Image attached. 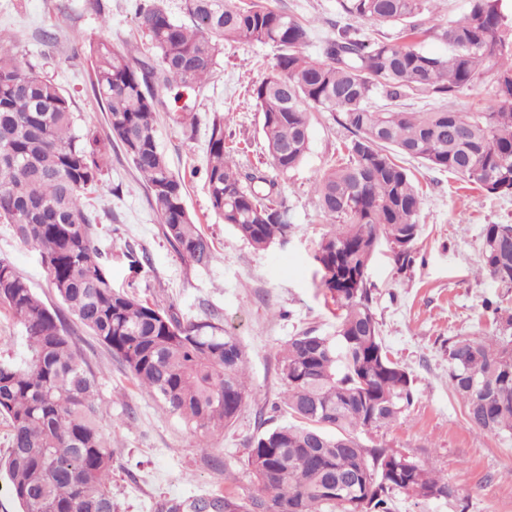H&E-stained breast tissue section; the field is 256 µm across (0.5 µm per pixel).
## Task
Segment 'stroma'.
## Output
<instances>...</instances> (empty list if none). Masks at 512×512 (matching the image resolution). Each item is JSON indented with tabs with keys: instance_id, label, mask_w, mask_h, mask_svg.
Instances as JSON below:
<instances>
[{
	"instance_id": "stroma-1",
	"label": "stroma",
	"mask_w": 512,
	"mask_h": 512,
	"mask_svg": "<svg viewBox=\"0 0 512 512\" xmlns=\"http://www.w3.org/2000/svg\"><path fill=\"white\" fill-rule=\"evenodd\" d=\"M141 0H0V47L23 57L36 72L71 96L78 127L106 134V114L95 98L90 45L133 43L144 60L152 51L137 28ZM271 6L309 21L310 55L346 25L338 0H269ZM269 45H221L211 80L200 90L175 95L161 84L157 137L184 183L185 204L213 241L217 258L206 268L182 258L164 238L139 173L114 149L102 182L86 202L97 217L100 261L113 287L157 304L181 320L215 323L237 336L247 351L250 394L232 426L200 440L180 418L138 389L121 362L67 316L79 358L94 373L102 429L112 446L114 512H158L172 499L212 491L240 497L257 492L247 466L252 439L288 421L284 411L280 350L290 336L313 328L332 333L314 253L326 220L316 206L315 182L349 133L335 114L314 113L310 151L303 163L279 176L293 229L286 242L258 251L239 239L210 203L206 152L212 123L224 122L227 145L245 168L270 170L262 148L261 116L251 90L274 64ZM401 163L419 182L422 234L413 264L399 270L380 244L368 271L374 311L393 359L414 379V400L387 428L363 434L419 464L432 465L455 495L441 501L397 496L396 512H512V440L471 427L448 385V339H490L495 333L485 300L512 307V289L478 274L481 230L512 224V194L490 195L460 176L419 160ZM9 261L49 308L64 305L52 288L38 249L0 223V260Z\"/></svg>"
}]
</instances>
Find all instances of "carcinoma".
I'll list each match as a JSON object with an SVG mask.
<instances>
[{"label":"carcinoma","mask_w":512,"mask_h":512,"mask_svg":"<svg viewBox=\"0 0 512 512\" xmlns=\"http://www.w3.org/2000/svg\"><path fill=\"white\" fill-rule=\"evenodd\" d=\"M435 0H339L348 18L402 27V41L371 37L350 26L322 46L305 48L312 31L300 18L258 0H183L177 23L158 0L137 13L155 49L151 64L108 42L90 47L92 88L109 134H80L73 102L20 56L0 48V223L41 252L58 297L117 356L138 386L196 432L233 424L248 396L240 340L212 323L183 321L112 288L98 261V241L84 194L96 188L121 147L150 192L165 238L182 257L206 268L213 242L184 204V185L156 138L159 101L153 78L184 88L212 73L225 41L278 48L272 70L252 89L261 113L263 148L280 174L296 169L310 146L312 113L332 112L350 134L348 161L316 182L328 223L314 260L320 287L340 311L336 329H314L284 344V407L294 422L266 430L249 446L247 465L259 494L230 492L175 498L160 512H394L403 494L421 501L453 496L435 469L359 435L393 422L414 398L413 378L383 342L367 271L380 240L400 268L412 263L422 225V192L402 154L448 171L491 195L512 194V23L501 0H468L467 10L439 30L417 18ZM448 43L446 57L419 46ZM490 75L495 104L426 112L378 110L420 92L457 97ZM212 124L206 175L212 208L258 250L292 230L278 180L245 171ZM480 275L512 288V224L482 229ZM0 307L22 325L30 354L23 365L0 361V418L10 448L0 459L22 512H113L112 446L102 432L95 378L79 359L56 310L49 309L14 267L0 260ZM498 334L490 342L448 338V384L467 423L512 437V308L486 301Z\"/></svg>","instance_id":"cac0c4a2"}]
</instances>
